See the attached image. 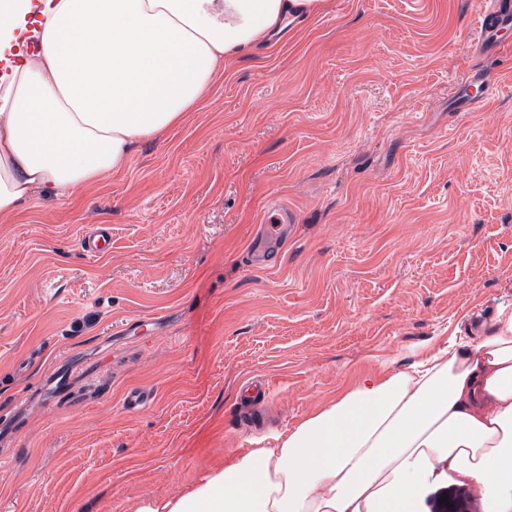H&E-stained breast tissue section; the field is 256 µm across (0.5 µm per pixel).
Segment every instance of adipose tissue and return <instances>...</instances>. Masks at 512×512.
<instances>
[{
  "mask_svg": "<svg viewBox=\"0 0 512 512\" xmlns=\"http://www.w3.org/2000/svg\"><path fill=\"white\" fill-rule=\"evenodd\" d=\"M325 0H0V216L122 170L178 125L225 60ZM512 512V306L487 336L360 378L272 444L137 512H419L433 486Z\"/></svg>",
  "mask_w": 512,
  "mask_h": 512,
  "instance_id": "1",
  "label": "adipose tissue"
}]
</instances>
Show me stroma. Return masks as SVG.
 Segmentation results:
<instances>
[{
  "instance_id": "35a3bbf8",
  "label": "stroma",
  "mask_w": 512,
  "mask_h": 512,
  "mask_svg": "<svg viewBox=\"0 0 512 512\" xmlns=\"http://www.w3.org/2000/svg\"><path fill=\"white\" fill-rule=\"evenodd\" d=\"M480 3L327 0L123 170L0 217V512H136L361 374L486 334L512 303V36L476 46ZM478 70L500 90L462 111ZM273 197L296 222L254 265ZM136 318L151 335H125ZM68 353L67 388L44 387ZM254 378L261 425L239 412Z\"/></svg>"
}]
</instances>
